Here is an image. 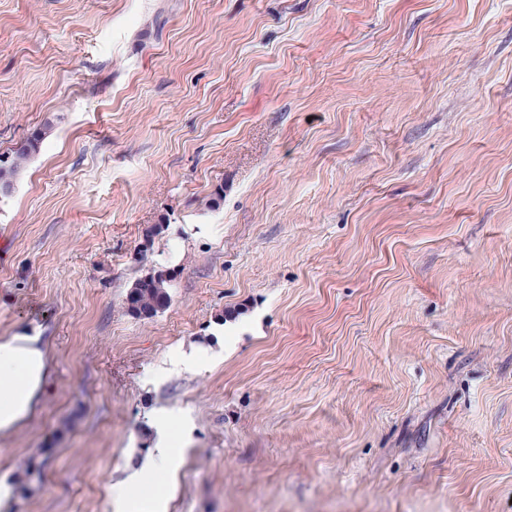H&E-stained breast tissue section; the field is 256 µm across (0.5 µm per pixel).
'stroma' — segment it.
<instances>
[{
  "instance_id": "obj_1",
  "label": "stroma",
  "mask_w": 512,
  "mask_h": 512,
  "mask_svg": "<svg viewBox=\"0 0 512 512\" xmlns=\"http://www.w3.org/2000/svg\"><path fill=\"white\" fill-rule=\"evenodd\" d=\"M39 129L0 512H118L161 415L164 512H512V0H0V154ZM174 277L170 269L153 268L134 281L125 298L128 315L135 319H151L170 304V288ZM47 378L41 336L20 332L0 341V435L34 411Z\"/></svg>"
}]
</instances>
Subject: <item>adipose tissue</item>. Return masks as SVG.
I'll return each instance as SVG.
<instances>
[{"instance_id":"ef3b65f1","label":"adipose tissue","mask_w":512,"mask_h":512,"mask_svg":"<svg viewBox=\"0 0 512 512\" xmlns=\"http://www.w3.org/2000/svg\"><path fill=\"white\" fill-rule=\"evenodd\" d=\"M48 378L40 337L20 332L0 341V435L12 432L35 409ZM156 439L140 470L123 486L124 500L134 512H152L153 481L169 473L183 448L176 423L155 424Z\"/></svg>"}]
</instances>
